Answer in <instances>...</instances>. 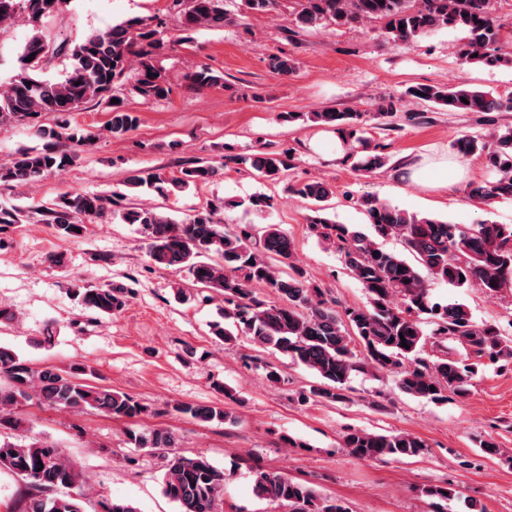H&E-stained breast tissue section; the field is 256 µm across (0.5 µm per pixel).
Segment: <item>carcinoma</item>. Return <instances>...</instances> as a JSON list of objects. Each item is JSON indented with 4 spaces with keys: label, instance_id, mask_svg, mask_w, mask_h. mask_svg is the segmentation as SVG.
Masks as SVG:
<instances>
[{
    "label": "carcinoma",
    "instance_id": "carcinoma-1",
    "mask_svg": "<svg viewBox=\"0 0 512 512\" xmlns=\"http://www.w3.org/2000/svg\"><path fill=\"white\" fill-rule=\"evenodd\" d=\"M234 0H173L183 32L224 24L227 3ZM64 0H0V26L22 16L34 33L20 55V71L9 86L0 89V126L24 124L45 140L40 148L16 152L0 165V185L27 187L54 170L69 167L77 157L76 146L91 144L92 136L78 135L65 116L88 102L105 105L111 114L108 132L121 138L133 130L137 116L125 108L116 94L122 87L147 101L169 98L172 87L157 59L171 44L162 23L153 17H132L112 28L86 36L71 49L73 63L64 79L47 82L37 72L64 50L63 44L44 35L42 20L58 14ZM280 0H240L244 16H268L279 10ZM385 21L388 40L411 43L441 29L466 33L458 54L467 64L483 68L512 67V51L503 49L501 27L491 16L490 0H299L294 23L304 30L330 24L352 26L365 21ZM32 61H26V58ZM276 74L288 77L297 61L286 55L270 59ZM197 89L215 86L229 89L222 76L201 64L186 74ZM404 96L448 112H502L512 110V97L462 86L417 84ZM468 103H463L461 98ZM118 102L111 103L112 99ZM402 99L382 98L374 111L322 110L283 112L282 121L298 120L334 128L351 149L366 146L364 126L378 120L393 128ZM51 115L54 126L38 119ZM464 158L479 156L494 179L470 187L469 196L489 205L497 198H512V128L488 140L478 134L457 138L453 144ZM385 146L374 145L358 170L373 172L389 163ZM256 176L277 181L292 168L290 152H260L239 156ZM216 169L201 158L183 161L177 175L162 170H140L123 181V189L110 195L62 192L39 206L38 222L50 224L66 239L86 232L85 221L119 217L135 224L148 246V257L160 268L187 270L194 284L224 297V324L213 325V334L231 341L244 334L264 348L271 347L314 373L320 383L302 396L330 402L348 399L354 372L368 367L395 376L396 387L414 398L445 403L448 395L463 398L487 359L512 369V336L498 324L476 322L464 303L443 304L434 299L425 275L458 288L477 287L491 294L512 291V225L484 220L478 224H454L400 210L367 195L360 200L373 235L328 217L327 202L334 190L323 181H305L292 193L313 205L309 230L340 253L345 268L364 288L368 305L338 309L325 298L305 272L292 261L293 246L277 224H224L216 219L217 208H204L185 220H173L156 207L135 202L142 190L167 197L175 191L207 184ZM81 232H76V229ZM397 238L412 256L382 249L378 238ZM134 290L122 285L85 284L73 290L81 305L101 318L120 313ZM274 300H268V297ZM395 296L404 308L392 306ZM452 341L466 357L424 356L429 339ZM408 347H402V344ZM89 366L72 363L65 368L33 370L8 347L0 346V434L21 429L16 409L36 395L52 408H92L115 418H136L147 408L133 397L87 382ZM435 391H430V387ZM174 410L202 421L226 420L228 414L215 406L177 404ZM127 439L137 448L162 450L175 447L167 430H130ZM341 447L366 461L404 459L423 455L426 442L408 432L377 433L348 428ZM20 476L29 492L19 512H83L80 497L59 495L60 488L81 489L85 478L55 445L0 439V472ZM225 473L203 454L175 455L167 464L162 492L178 506V512H223ZM254 494L261 500L288 505L289 512H348L336 499L323 498L307 483L281 475L256 473Z\"/></svg>",
    "mask_w": 512,
    "mask_h": 512
}]
</instances>
